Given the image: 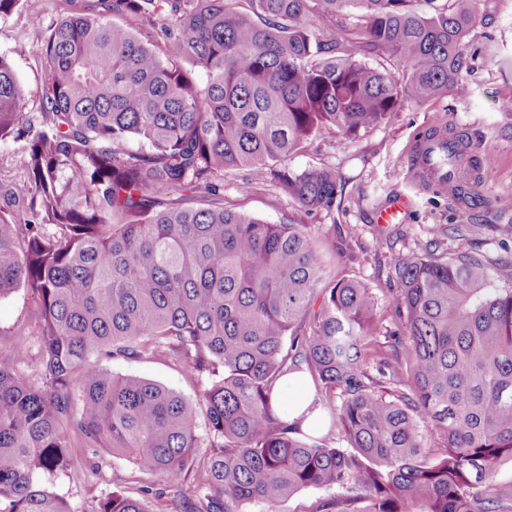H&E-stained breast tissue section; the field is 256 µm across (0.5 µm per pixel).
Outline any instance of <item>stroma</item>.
Instances as JSON below:
<instances>
[{"mask_svg":"<svg viewBox=\"0 0 512 512\" xmlns=\"http://www.w3.org/2000/svg\"><path fill=\"white\" fill-rule=\"evenodd\" d=\"M472 7L477 24L471 34V69L446 96L422 102L403 93L389 122L354 136L323 130L289 158L288 166L294 170L336 172L341 190L331 208L305 213L296 201L264 184L243 192L241 185L250 176L246 170L225 172V204L271 224L307 225L323 243L343 240L341 252L329 259L332 276L359 279L380 297L394 287L398 264L429 248L449 257L475 255L487 265L495 284L512 285V210L501 208L503 202L512 201V112L502 106L512 98V0H473ZM65 9V0H22L17 11L0 19V56L11 62L28 112L41 111L37 49ZM22 43L29 46V53L16 54ZM435 127L464 135L473 149L492 155L478 185L481 207H460L447 197L421 190L409 176L406 161L414 141ZM26 150L25 142L0 141V210L18 219L24 218L25 210L10 199L9 190L25 178ZM398 195L412 200L404 222L373 223L372 213ZM29 309L24 289L0 298V336L19 332L36 341ZM102 367L117 376L151 380L192 402L200 394L196 382L162 355L109 360ZM70 454V469L42 476L40 483L77 512H92L100 499L115 493L139 496L142 487L155 482L153 476L113 457L110 449H92L80 439L73 441ZM91 457L99 464L93 474L85 467Z\"/></svg>","mask_w":512,"mask_h":512,"instance_id":"1","label":"stroma"}]
</instances>
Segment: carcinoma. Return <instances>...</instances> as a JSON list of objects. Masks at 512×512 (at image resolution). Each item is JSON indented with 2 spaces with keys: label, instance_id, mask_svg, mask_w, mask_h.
I'll list each match as a JSON object with an SVG mask.
<instances>
[{
  "label": "carcinoma",
  "instance_id": "1",
  "mask_svg": "<svg viewBox=\"0 0 512 512\" xmlns=\"http://www.w3.org/2000/svg\"><path fill=\"white\" fill-rule=\"evenodd\" d=\"M158 1L156 34L126 23ZM450 2L67 0L37 49L44 126L0 56V140H27L10 195L31 214L0 215V297L30 296L43 376L27 384L28 339H5L0 512H75L38 476L68 469L76 438L163 477L171 512H277L306 488L324 495L301 512H512V288L469 254L407 258L385 304L401 327L384 337L368 285L319 287L304 225L224 205V172L244 167L331 208L334 171L288 156L324 128L391 119L400 90L368 56L402 66L420 101L447 95L475 25L472 0ZM155 354L207 382L198 404L98 364ZM290 372L310 376L347 447L299 439L272 401ZM95 512L146 510L114 494Z\"/></svg>",
  "mask_w": 512,
  "mask_h": 512
}]
</instances>
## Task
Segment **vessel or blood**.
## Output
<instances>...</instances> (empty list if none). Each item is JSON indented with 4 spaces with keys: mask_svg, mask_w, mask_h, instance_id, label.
<instances>
[{
    "mask_svg": "<svg viewBox=\"0 0 512 512\" xmlns=\"http://www.w3.org/2000/svg\"><path fill=\"white\" fill-rule=\"evenodd\" d=\"M407 166L412 179L422 190L452 198L457 196L462 183L474 184L480 181L485 157L479 153L469 155L460 163L455 174L451 175L447 170L431 164L427 146L421 143L413 145ZM408 207L409 201L406 197L393 198L376 211L374 221L378 224L400 223Z\"/></svg>",
    "mask_w": 512,
    "mask_h": 512,
    "instance_id": "b4317fda",
    "label": "vessel or blood"
}]
</instances>
